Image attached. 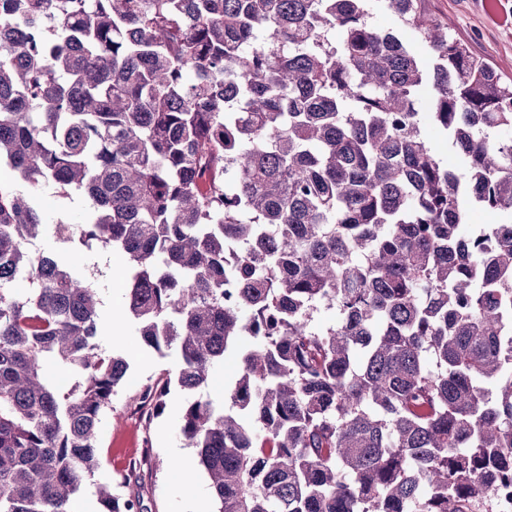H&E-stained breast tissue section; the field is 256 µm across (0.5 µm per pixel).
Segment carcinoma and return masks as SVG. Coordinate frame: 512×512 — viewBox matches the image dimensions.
<instances>
[{"label": "carcinoma", "instance_id": "cac0c4a2", "mask_svg": "<svg viewBox=\"0 0 512 512\" xmlns=\"http://www.w3.org/2000/svg\"><path fill=\"white\" fill-rule=\"evenodd\" d=\"M372 2L0 0V512H72L128 370L99 343L93 278L37 247L47 186L89 198L55 234L122 252L123 313L178 351L179 431L217 512H494L512 80L423 0L386 2L424 56ZM229 355L218 410L202 392ZM167 391L141 399L160 415ZM98 503L144 512L108 485Z\"/></svg>", "mask_w": 512, "mask_h": 512}]
</instances>
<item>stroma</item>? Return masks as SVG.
Segmentation results:
<instances>
[{"instance_id": "obj_1", "label": "stroma", "mask_w": 512, "mask_h": 512, "mask_svg": "<svg viewBox=\"0 0 512 512\" xmlns=\"http://www.w3.org/2000/svg\"><path fill=\"white\" fill-rule=\"evenodd\" d=\"M424 7L475 54L512 77V25L494 21L484 7V0H425ZM38 201L50 225L62 215L78 225L87 220L90 212L89 201L79 195L63 199L46 189L39 193ZM41 246L59 256L75 273L94 274L101 298L100 344L123 356L130 366L126 383L114 396L111 410L102 417L98 441L100 467L77 498L76 512H98L95 486L99 483L111 484L123 495H139L147 512H196L199 504H213L204 470L176 471L170 466L172 449H182L188 459L194 455L179 434V421L189 396L174 384L179 364L177 353L167 349L158 353L145 347L138 323L120 315L128 274L123 255L117 251L89 250L78 242L59 240L50 232L45 233ZM116 316L123 323L117 334L112 331V319ZM157 379L171 380L172 386L163 414L149 423L139 409L137 387Z\"/></svg>"}]
</instances>
